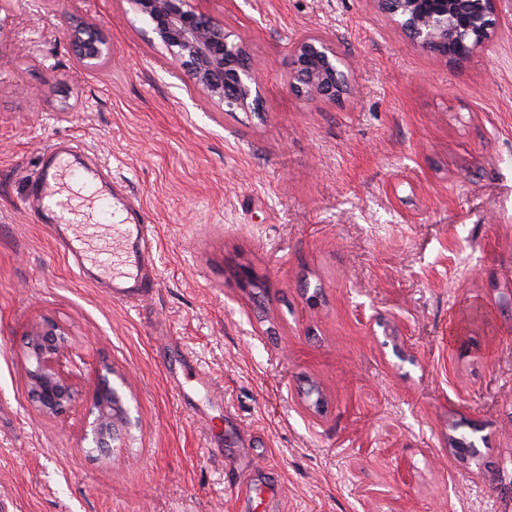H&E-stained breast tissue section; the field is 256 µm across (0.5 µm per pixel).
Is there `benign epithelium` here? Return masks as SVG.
Here are the masks:
<instances>
[{"label": "benign epithelium", "instance_id": "obj_1", "mask_svg": "<svg viewBox=\"0 0 512 512\" xmlns=\"http://www.w3.org/2000/svg\"><path fill=\"white\" fill-rule=\"evenodd\" d=\"M414 47L457 64L490 42L496 27V0H373ZM154 38L167 50L195 90L230 110H253L258 93L256 68L244 42L199 13L192 0H135ZM81 59L97 64L110 58L106 41L93 31L75 34ZM288 87L296 95L336 102L349 95V66L328 38L312 34L291 49ZM68 333L53 320L26 334L27 375L38 410L63 414L74 388L59 365ZM93 421L86 448L103 453L125 438L127 410L119 390L103 377L90 395Z\"/></svg>", "mask_w": 512, "mask_h": 512}]
</instances>
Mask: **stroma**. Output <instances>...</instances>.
Masks as SVG:
<instances>
[{
    "label": "stroma",
    "instance_id": "35a3bbf8",
    "mask_svg": "<svg viewBox=\"0 0 512 512\" xmlns=\"http://www.w3.org/2000/svg\"><path fill=\"white\" fill-rule=\"evenodd\" d=\"M193 5L244 38L262 111L175 77L132 0L0 11V496L17 512H512V0L461 66L372 0ZM78 27L111 64L79 60ZM310 33L348 61L344 101L289 90ZM57 141L156 227L159 285L136 306L105 291L111 273L79 276L23 208ZM46 318L70 333L77 396L58 417L22 358ZM182 351L223 405L175 393ZM105 373L131 422L97 455L86 396ZM240 466L264 499L236 498Z\"/></svg>",
    "mask_w": 512,
    "mask_h": 512
}]
</instances>
